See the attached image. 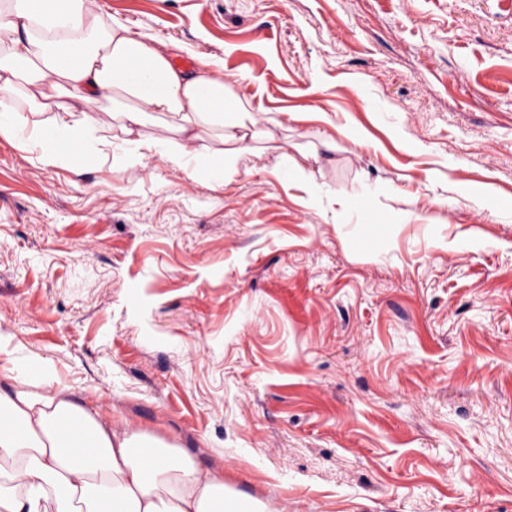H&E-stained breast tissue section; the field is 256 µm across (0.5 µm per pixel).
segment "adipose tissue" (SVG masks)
I'll use <instances>...</instances> for the list:
<instances>
[{
	"label": "adipose tissue",
	"instance_id": "obj_1",
	"mask_svg": "<svg viewBox=\"0 0 512 512\" xmlns=\"http://www.w3.org/2000/svg\"><path fill=\"white\" fill-rule=\"evenodd\" d=\"M76 54L65 66L62 55ZM22 98H15L17 83ZM121 121L131 149L117 156L137 171L146 154L225 183L253 149L249 134L266 120L215 70L184 71L165 43L105 18L95 0H64L35 11L30 0H0V137L37 143L45 164L84 163L105 122ZM176 121V136L148 135L150 115ZM217 128L208 148L200 130ZM47 365L0 387V512H244L224 481L154 437L88 409L66 390L43 393Z\"/></svg>",
	"mask_w": 512,
	"mask_h": 512
}]
</instances>
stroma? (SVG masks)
Segmentation results:
<instances>
[{"mask_svg":"<svg viewBox=\"0 0 512 512\" xmlns=\"http://www.w3.org/2000/svg\"><path fill=\"white\" fill-rule=\"evenodd\" d=\"M96 2L276 124L226 185L0 138V387L260 512H512V0Z\"/></svg>","mask_w":512,"mask_h":512,"instance_id":"stroma-1","label":"stroma"}]
</instances>
